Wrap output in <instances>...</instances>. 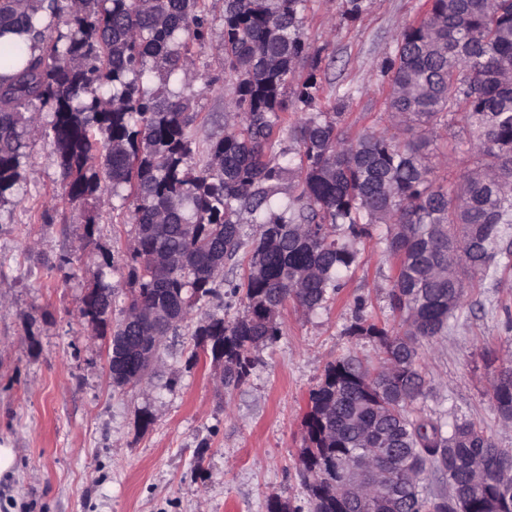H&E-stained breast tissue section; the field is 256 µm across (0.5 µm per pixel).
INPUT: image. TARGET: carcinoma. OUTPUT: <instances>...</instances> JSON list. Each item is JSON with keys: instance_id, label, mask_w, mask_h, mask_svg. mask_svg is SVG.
Masks as SVG:
<instances>
[{"instance_id": "carcinoma-1", "label": "carcinoma", "mask_w": 512, "mask_h": 512, "mask_svg": "<svg viewBox=\"0 0 512 512\" xmlns=\"http://www.w3.org/2000/svg\"><path fill=\"white\" fill-rule=\"evenodd\" d=\"M307 0H224L219 50L234 79L224 106V134L192 164L195 93L178 85L195 66L194 47L208 38L206 0H0V206L22 181L29 136L53 143L64 195L50 212L129 188L133 243L125 261L126 309L143 303L168 332L225 285L243 293L244 312L211 317L194 332L222 348L224 391L243 385L254 351L280 335L288 302L312 311L344 287L358 263L355 244L387 227V250L399 260L389 291L402 330L389 331L358 300L353 336H370L381 356L368 367L354 356L330 362L309 395L299 473L313 512L342 509L330 486L336 460L355 462L371 431L374 464L418 483L365 512H512V452L463 419L449 430L419 415L430 392L422 341L443 336L465 299L462 278L434 277L463 266L475 278L495 258L512 223V0H427L420 21L403 28L380 73L391 92L387 111L401 123L434 129L462 114L472 127L480 165L455 189L436 182L446 152L390 129L354 137L344 130L346 91L336 111L317 108L316 53L303 37ZM12 33L20 39L4 41ZM310 71L296 80L297 68ZM156 77L159 86L151 84ZM48 112V124L42 112ZM301 117L288 124V113ZM297 145L289 153L283 136ZM87 216L76 251L94 244ZM251 224L250 244L242 225ZM249 246L248 269L224 275ZM115 295L98 272L79 317L107 335ZM498 416L512 412V360L488 390Z\"/></svg>"}]
</instances>
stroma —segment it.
I'll return each instance as SVG.
<instances>
[{"mask_svg": "<svg viewBox=\"0 0 512 512\" xmlns=\"http://www.w3.org/2000/svg\"><path fill=\"white\" fill-rule=\"evenodd\" d=\"M424 0H368L357 19L343 0H309L304 36L321 61L319 107L331 111L343 91L353 97L344 125L351 134L390 124L387 82L380 63L393 55L396 37L419 20ZM211 39L196 47L189 81L198 90L194 132L198 147L222 135L224 101L232 93L217 50L223 2L207 0ZM469 127L457 117L433 134L441 151L455 145L438 182L455 186L477 165ZM21 191L0 207V444L14 448L13 474L0 477V512H267L269 497L306 506L298 474L303 418L309 393L328 362L354 354L376 362L380 345L348 332L355 300L368 315L398 330L388 291L398 261L386 248L385 227L365 245L346 286L324 307L306 313L282 309L281 335L255 353L245 384L224 392L221 371L198 354L193 332L209 316L242 314L237 297L220 295L170 334L150 387L113 389L103 341L77 316L96 257L68 266L84 232V206L44 221L51 197L61 193L51 141L37 136L23 164ZM130 209L103 205L94 240L114 258L106 279L124 293L123 264L132 240ZM512 271L489 272L468 289L444 336L423 342L422 359L433 389L421 402L425 417L443 426L468 419L512 450V424L494 410L487 389L512 355Z\"/></svg>", "mask_w": 512, "mask_h": 512, "instance_id": "35a3bbf8", "label": "stroma"}]
</instances>
